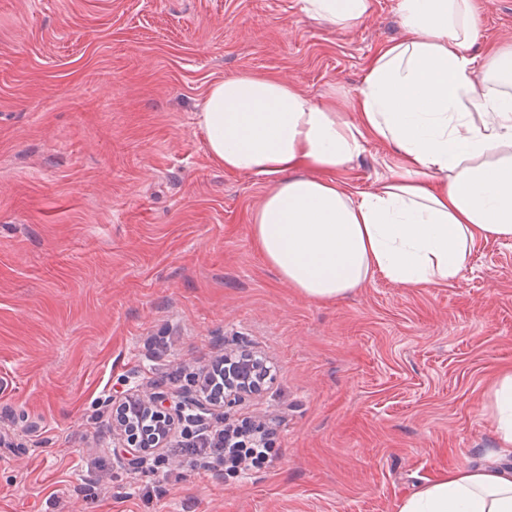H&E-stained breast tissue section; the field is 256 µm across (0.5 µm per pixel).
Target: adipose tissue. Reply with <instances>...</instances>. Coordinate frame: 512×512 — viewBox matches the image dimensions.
Listing matches in <instances>:
<instances>
[{
    "label": "adipose tissue",
    "instance_id": "adipose-tissue-1",
    "mask_svg": "<svg viewBox=\"0 0 512 512\" xmlns=\"http://www.w3.org/2000/svg\"><path fill=\"white\" fill-rule=\"evenodd\" d=\"M373 0H303L346 31ZM401 39L371 58L349 108L313 101L273 75H230L199 114L207 152L228 173L263 178L251 215L266 264L302 296L333 301L375 275L407 288L457 280L488 240H512V50L476 64L473 0H397ZM372 142L387 175L359 191L344 180ZM494 457L512 455V368L493 385ZM396 512H512V467L426 478Z\"/></svg>",
    "mask_w": 512,
    "mask_h": 512
}]
</instances>
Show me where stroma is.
<instances>
[{
    "instance_id": "35a3bbf8",
    "label": "stroma",
    "mask_w": 512,
    "mask_h": 512,
    "mask_svg": "<svg viewBox=\"0 0 512 512\" xmlns=\"http://www.w3.org/2000/svg\"><path fill=\"white\" fill-rule=\"evenodd\" d=\"M396 2L337 32L301 0H0V512H395L486 463L512 240L446 287L307 299L253 243L266 183L226 173L198 124L230 74L352 94L402 35ZM474 8L480 60L512 41V0ZM387 161L369 144L345 178L368 189ZM238 344L272 365L237 415L272 430L274 467L165 480L115 458L117 393L189 390Z\"/></svg>"
}]
</instances>
